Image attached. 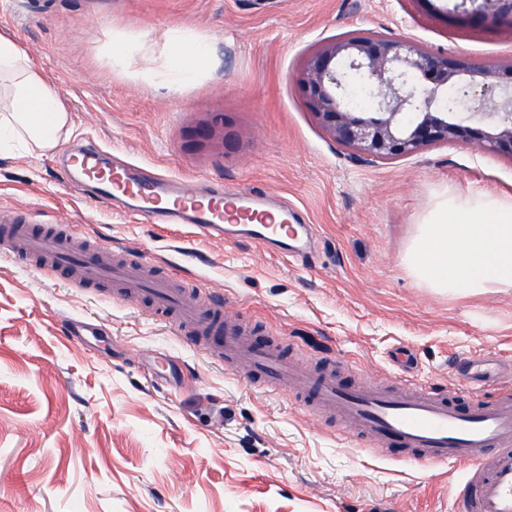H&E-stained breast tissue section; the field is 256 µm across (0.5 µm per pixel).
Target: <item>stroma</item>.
<instances>
[{
  "mask_svg": "<svg viewBox=\"0 0 512 512\" xmlns=\"http://www.w3.org/2000/svg\"><path fill=\"white\" fill-rule=\"evenodd\" d=\"M455 0H0L15 40L59 91L58 151L0 156V213L70 225L84 239L199 281L225 324L278 336L302 366L343 362L347 382L456 383L452 355L512 356V290L428 287L406 264L447 203L512 201V158L466 142L364 162L330 140L296 83L322 40L413 39L487 66L512 29L446 20ZM210 61L186 81L174 39ZM113 152L187 190L262 189L313 225L316 255L206 240L133 218L63 178L73 145ZM461 470L396 462L338 435L285 390L183 344L143 302L47 276L0 241V512H444Z\"/></svg>",
  "mask_w": 512,
  "mask_h": 512,
  "instance_id": "1",
  "label": "stroma"
}]
</instances>
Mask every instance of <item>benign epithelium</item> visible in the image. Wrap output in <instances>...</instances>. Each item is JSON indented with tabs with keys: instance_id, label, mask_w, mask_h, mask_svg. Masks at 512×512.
<instances>
[{
	"instance_id": "1",
	"label": "benign epithelium",
	"mask_w": 512,
	"mask_h": 512,
	"mask_svg": "<svg viewBox=\"0 0 512 512\" xmlns=\"http://www.w3.org/2000/svg\"><path fill=\"white\" fill-rule=\"evenodd\" d=\"M470 2L452 19L468 26L506 20L512 29V0ZM352 76L375 99L376 111L349 107ZM297 81L324 134L360 158L393 160L460 141L512 157V57L475 68L414 41L366 32L318 45Z\"/></svg>"
}]
</instances>
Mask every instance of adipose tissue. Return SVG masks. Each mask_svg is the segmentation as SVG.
Returning a JSON list of instances; mask_svg holds the SVG:
<instances>
[{
    "label": "adipose tissue",
    "mask_w": 512,
    "mask_h": 512,
    "mask_svg": "<svg viewBox=\"0 0 512 512\" xmlns=\"http://www.w3.org/2000/svg\"><path fill=\"white\" fill-rule=\"evenodd\" d=\"M0 154L55 150L68 123L57 89L15 41L0 36ZM406 263L429 287L469 294L512 290V202L446 205L423 225Z\"/></svg>",
    "instance_id": "obj_1"
}]
</instances>
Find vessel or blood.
<instances>
[{
	"label": "vessel or blood",
	"instance_id": "b4317fda",
	"mask_svg": "<svg viewBox=\"0 0 512 512\" xmlns=\"http://www.w3.org/2000/svg\"><path fill=\"white\" fill-rule=\"evenodd\" d=\"M66 182L96 199L124 197L128 212L152 224H181L216 240L274 244L280 258H297L310 247L309 225L291 222L286 208L264 191L225 196L215 183L196 194L180 182L143 166L115 162L109 151L81 148L63 166ZM44 273L76 268L78 288H119L121 296L148 299L182 341L225 365L245 371L253 385L290 389L308 397L314 413L335 422L340 433L365 444L395 448L403 462L448 464L467 474L450 495L448 512H512V392L487 402L482 394L497 378L485 357H468L458 383L437 390L408 377L386 386L352 385L335 362L312 372L297 366L280 346L242 331L214 332L203 292L182 283L146 258L104 262L94 243L78 249L66 230L33 233L26 213L0 228Z\"/></svg>",
	"mask_w": 512,
	"mask_h": 512
}]
</instances>
